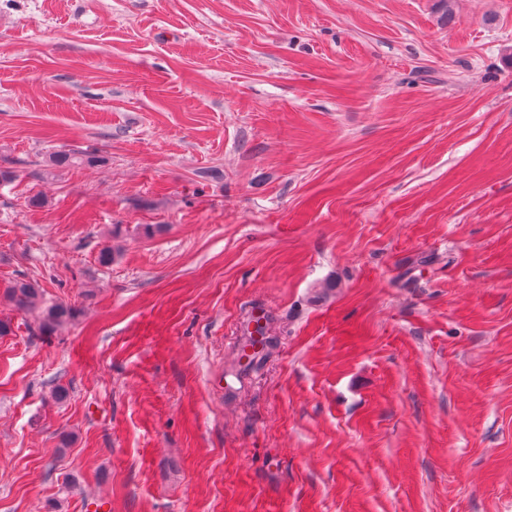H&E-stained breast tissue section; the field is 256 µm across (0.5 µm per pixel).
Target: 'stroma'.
I'll return each mask as SVG.
<instances>
[{
    "label": "stroma",
    "instance_id": "obj_1",
    "mask_svg": "<svg viewBox=\"0 0 512 512\" xmlns=\"http://www.w3.org/2000/svg\"><path fill=\"white\" fill-rule=\"evenodd\" d=\"M1 166L0 512H512V0H0ZM5 297L17 310H28L37 306L41 300V290L27 281H14L4 290ZM72 313V307L64 303H56L44 307L41 317V330L48 332L55 329L69 320Z\"/></svg>",
    "mask_w": 512,
    "mask_h": 512
}]
</instances>
